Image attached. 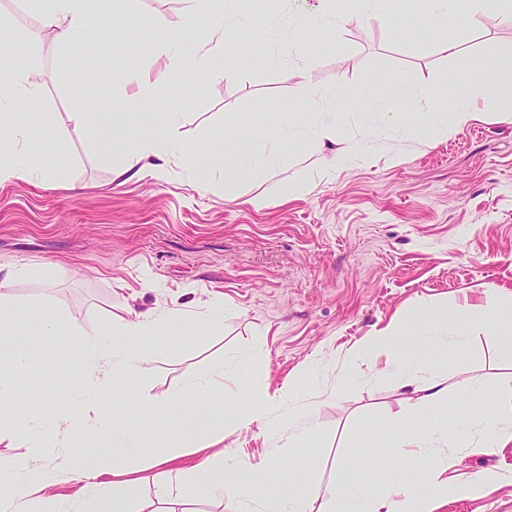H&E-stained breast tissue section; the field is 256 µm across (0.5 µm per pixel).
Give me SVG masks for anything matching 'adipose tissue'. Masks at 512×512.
Instances as JSON below:
<instances>
[{"instance_id": "adipose-tissue-1", "label": "adipose tissue", "mask_w": 512, "mask_h": 512, "mask_svg": "<svg viewBox=\"0 0 512 512\" xmlns=\"http://www.w3.org/2000/svg\"><path fill=\"white\" fill-rule=\"evenodd\" d=\"M47 23L60 40L70 41L87 31L88 0H46ZM184 24L180 32L161 31L157 37L158 52L165 57L167 67L155 76H145L136 82L141 96L156 95L162 88L168 70L186 71L212 68L224 51V21H217L207 37L197 45H190L196 20L205 0H185ZM505 78L488 83L481 90L464 85L445 93H431L432 101L448 105L452 110V124L441 127V135L460 130L476 119L475 101L478 95L498 99H512V60L506 65ZM40 92L32 66L21 59L0 60V182L13 179H32L40 174V147L53 138L54 126L33 129L17 119L15 102L34 100ZM69 122L91 124L103 146L112 144V126L128 123L132 143L131 164L155 159V172H164L170 164L188 163L189 158L170 137L169 131L177 124V114H170L166 130L144 131L137 123H129L124 112L78 111L67 113ZM502 314L503 305L495 294H487L480 307L461 309L454 319L434 316V330L444 344L465 341V325L482 322L486 312ZM186 312L174 308L162 316L135 315L124 322L119 337L107 350L97 343L82 338L73 331L71 340L79 347V364L68 377L74 397L68 410L56 425V432L48 438H34L29 433L28 421L16 423L13 436L25 443L31 458L54 452L66 453L74 433L92 434L102 439L104 446L96 454L75 455L69 472L56 468H34L17 463L0 466V512H30L31 504H40V512H134L120 499V486L106 481L108 473L121 470L127 458L145 453L144 441L135 426L116 424V410L123 399V383L128 378L144 374L150 355L139 342L161 325L187 320ZM408 342L410 349L430 347L424 334L392 323L374 330L353 351L352 361L363 363L372 371L386 369L410 377L412 367H398L392 357L400 342ZM178 425L172 458L196 452L223 442L224 432L241 430L256 420H265L268 428L290 431L292 439H300L314 430L315 415L298 417L295 412H282L278 405L253 400L242 406L225 408L223 403L211 401L191 407L174 409ZM512 444V390L500 393L493 414L471 420L461 431L450 430L447 423H438L433 429L407 434L400 445L404 461H413V449L423 451L425 478L417 484L390 481L378 498L364 496L352 480L345 462L336 464V480L327 487L325 495L328 512H436L442 499L456 496L480 497L489 485L512 480V475L489 469L469 479L452 482L446 473L460 453H491ZM71 475L82 483L77 507L53 495V488L63 475ZM195 493L202 499L222 500L226 512H248L251 504H258L260 512H309L306 503L290 490L289 470L265 472L248 467L240 461L221 464L205 461L194 472Z\"/></svg>"}]
</instances>
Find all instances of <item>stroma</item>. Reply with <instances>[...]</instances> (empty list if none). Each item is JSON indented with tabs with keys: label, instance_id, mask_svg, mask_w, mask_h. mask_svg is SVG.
<instances>
[{
	"label": "stroma",
	"instance_id": "35a3bbf8",
	"mask_svg": "<svg viewBox=\"0 0 512 512\" xmlns=\"http://www.w3.org/2000/svg\"><path fill=\"white\" fill-rule=\"evenodd\" d=\"M427 0H392L388 16L365 15L358 0H211L195 28L204 39L214 23L246 22L224 35L221 64L234 80L204 71L170 76L160 97L137 103L144 125L163 127L178 113L176 135L189 154L236 155L223 175L172 165L158 178L118 179L130 147L123 128L104 149L91 126L58 124L75 110H109L132 94L113 82L122 71L155 70L154 20L180 30L181 0H89V24L108 23V39L57 40L39 6L0 0V50L27 56L40 75L38 99L19 114L25 122L56 124L40 159L56 180L0 183V269L20 268L12 307L0 318L26 336L28 373L14 377L37 416L33 435L51 434L70 389L76 361L69 335L80 329L109 344L130 312L192 310L181 325L146 337L152 355L145 377L128 379L127 418L142 432L151 456L168 453L177 435L166 415L172 401L241 404L252 395L272 403L293 391L313 404L317 428L300 446L289 434L225 430L220 456L233 449L247 465L273 471L288 465L294 491L315 512L349 464L356 483L380 495L392 480L416 483L419 464L403 463V432L439 420L457 428L483 412V399L512 388V342L485 325L442 362L397 350V359L428 365L448 388V400L412 411L399 379L370 375L349 354L365 336L393 322L427 331L433 313L455 315L482 303L487 291L512 307V102L478 99L480 120L441 137L432 112L399 106L410 132L372 110L377 79L389 87L414 83L424 91L479 87L498 78L512 57V24L491 5L458 0L454 26L425 18ZM309 38L305 55L295 42ZM461 41L451 57L441 43ZM336 125L335 141L314 144L307 130ZM295 123L302 132L277 145L259 132ZM368 132L369 162L345 161L326 170L321 158ZM265 206L257 207L253 198ZM46 303L60 331L42 334L25 304ZM217 307L219 320L206 318ZM224 368L223 386L188 392L199 374ZM476 392L459 394L461 380ZM157 406L150 417L137 408ZM191 454L155 468L146 459L124 466V492L138 512H166L169 500L188 512H224L218 500L194 496ZM512 473V445L462 455L449 474L485 469ZM168 487L159 497L157 483ZM436 512H512V483L488 487L477 499L448 498Z\"/></svg>",
	"mask_w": 512,
	"mask_h": 512
}]
</instances>
